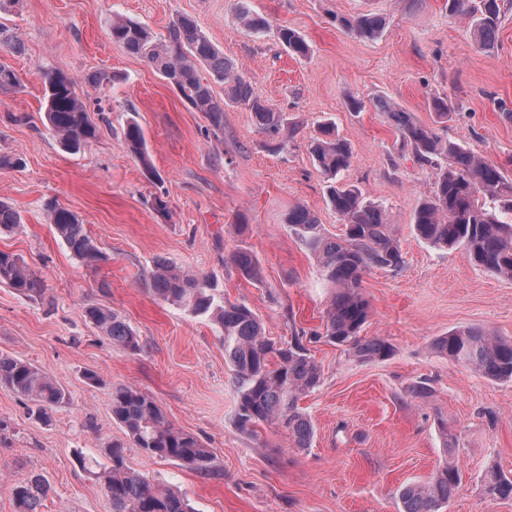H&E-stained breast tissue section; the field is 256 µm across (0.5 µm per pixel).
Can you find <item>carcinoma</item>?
<instances>
[{"instance_id": "cac0c4a2", "label": "carcinoma", "mask_w": 512, "mask_h": 512, "mask_svg": "<svg viewBox=\"0 0 512 512\" xmlns=\"http://www.w3.org/2000/svg\"><path fill=\"white\" fill-rule=\"evenodd\" d=\"M501 0H448L452 15L468 19L474 36L483 47L495 43L500 28ZM239 20L248 30L259 33L269 27L263 18L247 11ZM340 25L363 40L377 38L385 19L366 13L343 17ZM109 35L112 42L129 53L145 59L195 109L207 115L212 134H224V107L241 104L253 112L258 128L276 148L288 143L285 133L294 128L288 116L253 96L250 83L235 71L210 38L187 18L179 17L170 27L169 37L158 40L144 24L114 18ZM279 42L297 57H305L310 48L306 40L286 25L277 27ZM209 69L213 80L224 84V99L215 97L212 85L199 75V67ZM78 80L62 71H44V105L50 130L61 146L76 152L96 139L99 126L78 93ZM375 107L383 112L410 147L416 161L436 168L430 195L414 214L413 226L419 238L437 246L462 247L474 264L506 280H512V222L499 218L487 208L485 200L500 201L502 209L512 213V181L503 170L477 153L440 138L432 129L413 121L409 113L380 98ZM127 152L145 171L153 173L144 133L131 120L123 130ZM311 154L320 171L331 180L329 205L345 226L341 237L325 235L321 224L309 210L297 207L288 213L292 234L317 261L328 287L332 288L326 310L324 335L329 341L363 360H381L390 356L385 340L361 336L369 317V305L361 293L362 275L370 268L396 269L403 263L400 245L386 224L380 205L366 200L362 191L339 182L348 169L351 149L332 124L323 123L311 143ZM55 234L83 265L95 268L109 260L86 232L81 217L63 207L50 210ZM20 226L19 214L0 201V233ZM231 264L245 278L259 282L262 270L246 249L230 255ZM0 284L18 295L37 299L46 292V279L19 254L0 250ZM152 292L194 317L214 324L224 345V359L237 379V427L252 432L260 424L282 428L294 448H308L313 439L310 417L299 401L320 383L321 371L299 338L278 344L265 336L263 324L242 303L224 300L216 285L205 275L158 263L150 278ZM84 317L92 322L112 344L126 351L141 350L140 337L116 313L101 307H88ZM438 353L449 360L491 380L512 379V338L497 336L479 327H459L434 342ZM0 384L30 399L38 412L67 401L63 385L30 362L8 353H0ZM112 419L137 448L152 457L178 461L206 470L212 455L194 434L168 420L154 398L135 386L112 389ZM111 466L104 472V490L112 503V512H191L178 492L160 488L127 464L126 444L107 445ZM458 470L451 463L428 480L409 484L399 491L403 512H438L459 484ZM485 495L512 497V479L495 468L482 478ZM48 494L44 481L34 476L11 487L15 512H40Z\"/></svg>"}]
</instances>
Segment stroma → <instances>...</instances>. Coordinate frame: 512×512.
Masks as SVG:
<instances>
[{
    "label": "stroma",
    "mask_w": 512,
    "mask_h": 512,
    "mask_svg": "<svg viewBox=\"0 0 512 512\" xmlns=\"http://www.w3.org/2000/svg\"><path fill=\"white\" fill-rule=\"evenodd\" d=\"M446 0H21L0 13V27L23 44L0 48V63L20 77L0 90V200L21 215L0 236V249L21 254L46 279L30 300L0 284V351L50 374L67 403L39 417L34 403L0 385V512H14L10 488L37 475L49 485L41 512H112L101 476L108 443L125 441L110 410L112 390L135 385L153 397L178 428L210 448L208 471L128 447L131 467L151 482L179 490L194 512H402L401 487L429 479L453 462L460 484L440 512H512V498L487 497L489 466L512 478V380L475 374L438 353L433 342L461 326L512 338V281L474 265L461 248L443 249L413 230L416 209L435 171L419 165L374 103L384 98L443 139L499 164L512 177V0L494 47H479L464 17H449ZM266 18L254 33L241 11ZM375 12L383 33L362 41L339 18ZM147 25L166 38L177 17L192 18L223 51L256 97L286 112L296 129L280 152L268 148L247 107L224 110V137L147 61L114 44L113 16ZM285 25L311 46L295 58L279 43ZM46 70L76 79L102 72L84 89L98 123L97 139L64 151L48 128ZM452 111L439 119L428 102ZM363 100L355 112L349 99ZM141 125L153 173L124 145L129 119ZM335 122L352 149L341 178L379 204L404 257L396 270L371 268L362 278L370 317L363 336L391 344L386 359L361 361L322 338L329 301L320 269L294 238L286 217L302 205L326 235L344 226L329 206L326 179L310 143L319 121ZM167 203L154 208L155 197ZM77 212L107 253L97 268L80 264L57 237L47 211ZM251 251L262 282L243 278L229 257ZM214 278L225 300L247 305L275 341L301 337L322 370L300 402L314 425L309 448L290 447L276 425L254 432L235 423L233 371L219 332L206 319L153 295L157 262ZM112 309L143 344L133 354L114 347L83 315ZM98 383H89L87 373ZM430 397L414 396L417 382ZM459 440L443 445L442 427Z\"/></svg>",
    "instance_id": "35a3bbf8"
}]
</instances>
